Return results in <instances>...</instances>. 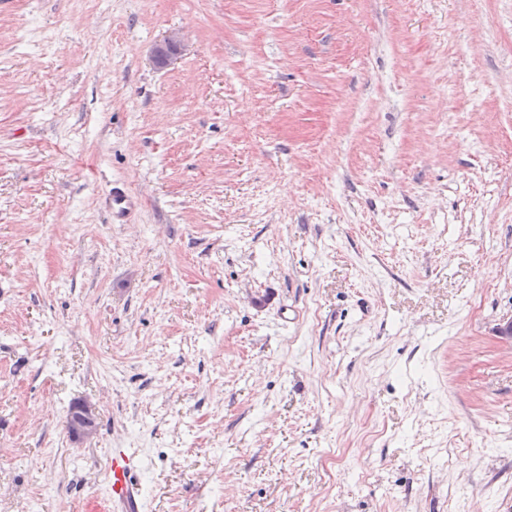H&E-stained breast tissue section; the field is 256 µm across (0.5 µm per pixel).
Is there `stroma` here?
<instances>
[{
	"label": "stroma",
	"mask_w": 512,
	"mask_h": 512,
	"mask_svg": "<svg viewBox=\"0 0 512 512\" xmlns=\"http://www.w3.org/2000/svg\"><path fill=\"white\" fill-rule=\"evenodd\" d=\"M510 316L512 0H0V512H512ZM112 221L121 224L135 208L134 198L121 187H113L105 199ZM80 401L72 402L69 405L67 411V429H68V418L73 410L79 405ZM97 414L96 407L90 403L84 402L73 412L70 419V427L73 438L84 439L92 436L95 430L90 429L84 424L85 420L95 418ZM68 432L70 433L69 429ZM141 459L125 448L112 450L107 465V483L116 512H139L142 508Z\"/></svg>",
	"instance_id": "obj_1"
}]
</instances>
